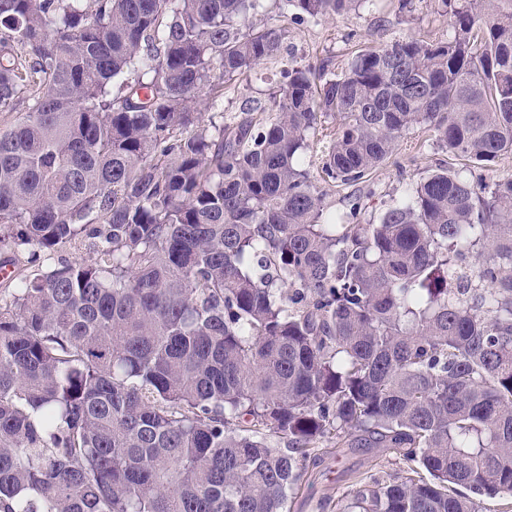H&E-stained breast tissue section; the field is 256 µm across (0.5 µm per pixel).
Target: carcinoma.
I'll use <instances>...</instances> for the list:
<instances>
[{
	"label": "carcinoma",
	"mask_w": 512,
	"mask_h": 512,
	"mask_svg": "<svg viewBox=\"0 0 512 512\" xmlns=\"http://www.w3.org/2000/svg\"><path fill=\"white\" fill-rule=\"evenodd\" d=\"M439 2L448 38L226 115L287 33L260 0H0V246L33 262L0 296V512H288L326 439L407 466L342 512L512 498V0ZM415 128L461 168L356 221Z\"/></svg>",
	"instance_id": "cac0c4a2"
}]
</instances>
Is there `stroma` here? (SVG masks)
Wrapping results in <instances>:
<instances>
[{"mask_svg":"<svg viewBox=\"0 0 512 512\" xmlns=\"http://www.w3.org/2000/svg\"><path fill=\"white\" fill-rule=\"evenodd\" d=\"M258 17L275 25H286L287 52L255 68L226 92L225 110H240L246 101L255 98L268 99L283 83L289 58H296L303 66L316 65L328 58L332 70L338 72L360 50L401 33H421L432 38L448 35V18L441 13L437 0H412L410 10L403 13L398 10V0H385L373 10H356L335 19L301 24L282 21L278 0H263ZM459 165L457 158L426 141L422 130L410 131L392 156L374 171L375 194L367 202L365 218L378 217L385 204L402 197L410 183L438 167ZM320 455V467L295 490L290 500L291 512H336L338 501L355 492V476L393 482L406 474L403 461L387 448H339L326 441L321 445Z\"/></svg>","mask_w":512,"mask_h":512,"instance_id":"obj_1","label":"stroma"}]
</instances>
